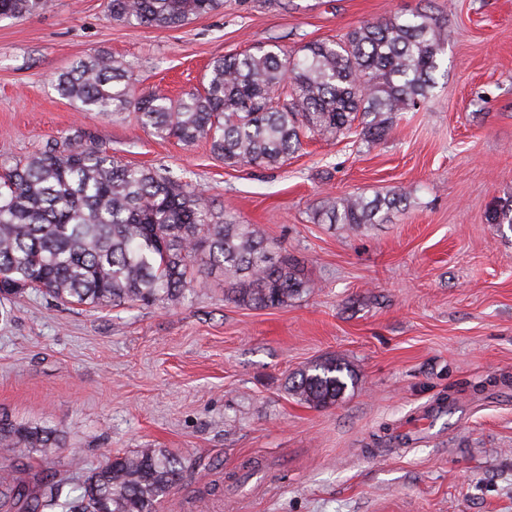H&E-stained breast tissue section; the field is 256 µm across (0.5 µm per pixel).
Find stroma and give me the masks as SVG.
Masks as SVG:
<instances>
[{"mask_svg":"<svg viewBox=\"0 0 512 512\" xmlns=\"http://www.w3.org/2000/svg\"><path fill=\"white\" fill-rule=\"evenodd\" d=\"M420 9L452 32L432 100L374 144L309 139L276 168L78 111L52 84L107 54L138 90L178 97L201 89L214 57L292 54ZM76 133L183 178L316 289L245 307L206 269L201 288L154 306L34 291L0 302V412L66 436L55 461L27 458L32 470L75 487L106 452L164 448L189 468L161 512H512V229L491 221L512 202V0H225L179 28L111 21L105 0H52L0 20V165ZM394 192L407 205L385 223L314 219L328 199ZM330 356L357 385L309 408L286 385ZM445 399L448 414L416 429Z\"/></svg>","mask_w":512,"mask_h":512,"instance_id":"obj_1","label":"stroma"}]
</instances>
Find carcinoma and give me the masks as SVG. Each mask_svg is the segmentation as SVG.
Listing matches in <instances>:
<instances>
[{
  "label": "carcinoma",
  "instance_id": "cac0c4a2",
  "mask_svg": "<svg viewBox=\"0 0 512 512\" xmlns=\"http://www.w3.org/2000/svg\"><path fill=\"white\" fill-rule=\"evenodd\" d=\"M49 0H0V20L37 14ZM224 7V0H107L108 17L179 28ZM448 30L426 11L393 15L310 43L295 55L257 50L216 58L202 90L171 99L136 91L129 71L108 55L81 58L54 77L83 112H132L152 134L189 145L210 141L232 166L275 167L306 138L374 143L404 112L419 110L437 85ZM394 192L331 198L318 214L357 229L398 210ZM224 276V299L277 308L314 284L252 224L215 219L205 195L149 167L129 165L83 136L52 139L0 167V296L32 288L59 303L152 306L198 285L196 259ZM357 376L340 358L300 371L288 393L314 409L336 405ZM0 512H158L186 460L165 448L110 454L77 493L19 460L56 458V431L0 415Z\"/></svg>",
  "mask_w": 512,
  "mask_h": 512
}]
</instances>
